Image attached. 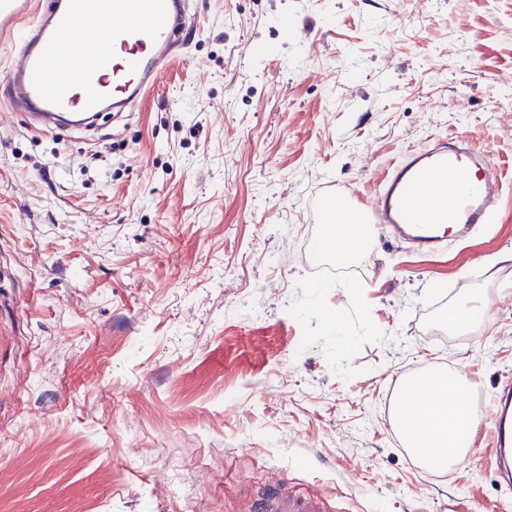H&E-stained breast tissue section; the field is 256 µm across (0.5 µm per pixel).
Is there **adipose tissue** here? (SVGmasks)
<instances>
[{"label":"adipose tissue","mask_w":512,"mask_h":512,"mask_svg":"<svg viewBox=\"0 0 512 512\" xmlns=\"http://www.w3.org/2000/svg\"><path fill=\"white\" fill-rule=\"evenodd\" d=\"M326 220L332 225L328 246L338 255H362L368 243L365 229L343 222L336 207ZM467 388L461 371L433 372L405 385L407 399L399 409L405 423L404 440L411 452L428 467L443 470L461 464L472 444V427L461 408L453 403Z\"/></svg>","instance_id":"obj_1"}]
</instances>
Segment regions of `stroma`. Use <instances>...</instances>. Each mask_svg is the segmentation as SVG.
Here are the masks:
<instances>
[{
  "label": "stroma",
  "mask_w": 512,
  "mask_h": 512,
  "mask_svg": "<svg viewBox=\"0 0 512 512\" xmlns=\"http://www.w3.org/2000/svg\"><path fill=\"white\" fill-rule=\"evenodd\" d=\"M155 87L94 129L11 102L0 45V512H512L490 459L434 473L387 395L512 383V0H186ZM504 171L492 231L328 260L318 198L409 150ZM495 306L464 332L448 308ZM251 512H326L324 498L319 494L297 496L283 488L280 480L269 484L252 504Z\"/></svg>",
  "instance_id": "obj_1"
}]
</instances>
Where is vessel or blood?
<instances>
[{
  "label": "vessel or blood",
  "mask_w": 512,
  "mask_h": 512,
  "mask_svg": "<svg viewBox=\"0 0 512 512\" xmlns=\"http://www.w3.org/2000/svg\"><path fill=\"white\" fill-rule=\"evenodd\" d=\"M31 14L35 23L23 28ZM191 22L185 0H64L39 13L32 0H0V42L13 47L5 75L10 95L47 118L72 116V129H81L82 118L97 116L105 104H126L150 90ZM503 188L499 168L482 151L430 143L393 167L371 196L340 194L336 202L357 223L432 253L492 223ZM492 416L496 470L511 483L512 389L494 395ZM253 508L325 512V501L318 494H290L276 480Z\"/></svg>",
  "instance_id": "b4317fda"
}]
</instances>
